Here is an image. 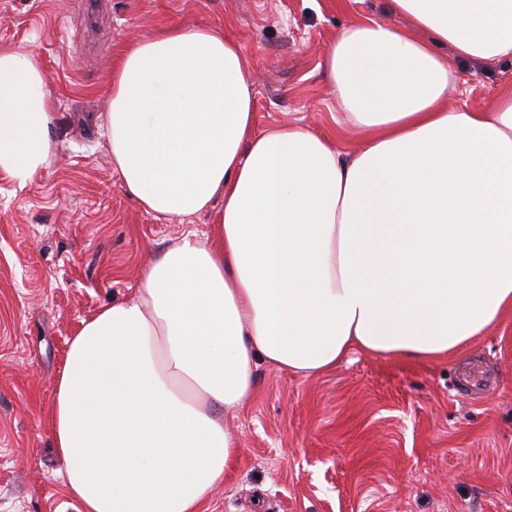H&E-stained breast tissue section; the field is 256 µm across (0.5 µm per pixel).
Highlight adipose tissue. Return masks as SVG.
Wrapping results in <instances>:
<instances>
[{
  "instance_id": "ef3b65f1",
  "label": "adipose tissue",
  "mask_w": 512,
  "mask_h": 512,
  "mask_svg": "<svg viewBox=\"0 0 512 512\" xmlns=\"http://www.w3.org/2000/svg\"><path fill=\"white\" fill-rule=\"evenodd\" d=\"M388 8L414 29L367 19L326 48L369 133L348 152L299 125L256 131L251 62L223 28L172 24L120 56L101 123L114 170L154 218L215 206L218 225L165 246L69 341L50 428L80 512H201L258 363L308 379L355 349L444 361L512 312V86L449 107L438 52L512 60V0ZM54 118L37 55L0 48L1 178L48 165Z\"/></svg>"
}]
</instances>
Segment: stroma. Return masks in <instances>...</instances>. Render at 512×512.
<instances>
[{
	"label": "stroma",
	"instance_id": "stroma-1",
	"mask_svg": "<svg viewBox=\"0 0 512 512\" xmlns=\"http://www.w3.org/2000/svg\"><path fill=\"white\" fill-rule=\"evenodd\" d=\"M365 18L413 25L387 0H103L82 58L81 0H0V48L40 57L58 144L25 188L0 179V512H77L49 425L68 342L163 247L216 233L217 210L157 221L113 171L99 117L119 53L178 21L223 27L251 60L257 129L303 125L348 152L367 133L324 54ZM510 85L511 60H461L448 103L481 110ZM224 423L238 451L202 512H512V316L445 362L355 351L310 379L259 365Z\"/></svg>",
	"mask_w": 512,
	"mask_h": 512
}]
</instances>
